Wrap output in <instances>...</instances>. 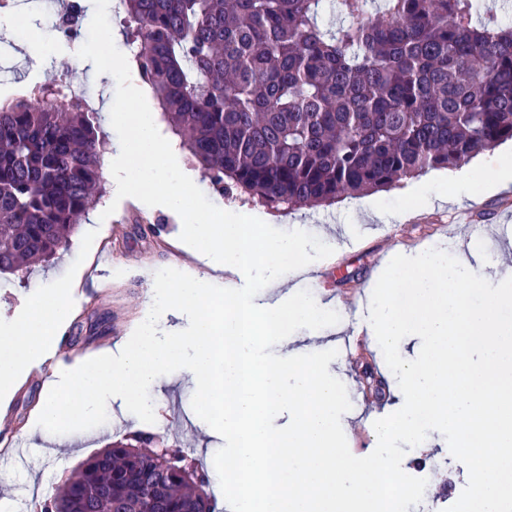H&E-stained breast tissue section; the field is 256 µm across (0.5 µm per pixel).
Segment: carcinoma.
<instances>
[{"label": "carcinoma", "mask_w": 512, "mask_h": 512, "mask_svg": "<svg viewBox=\"0 0 512 512\" xmlns=\"http://www.w3.org/2000/svg\"><path fill=\"white\" fill-rule=\"evenodd\" d=\"M135 62L213 187L272 209L331 205L459 167L512 140V26L476 0H121ZM83 0L59 34L80 35ZM53 89L0 102V273L69 247L102 203L98 113ZM137 432L40 512H222L207 469Z\"/></svg>", "instance_id": "cac0c4a2"}]
</instances>
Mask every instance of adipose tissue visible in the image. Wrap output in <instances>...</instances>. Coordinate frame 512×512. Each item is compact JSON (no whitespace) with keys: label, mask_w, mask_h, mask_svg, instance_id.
I'll list each match as a JSON object with an SVG mask.
<instances>
[{"label":"adipose tissue","mask_w":512,"mask_h":512,"mask_svg":"<svg viewBox=\"0 0 512 512\" xmlns=\"http://www.w3.org/2000/svg\"><path fill=\"white\" fill-rule=\"evenodd\" d=\"M453 183L471 188L512 186V151L495 152L491 162L458 173ZM81 277L51 281L48 288L33 295L14 315H0V395L8 396L19 377L39 368L47 359L60 329L73 315V283Z\"/></svg>","instance_id":"1"}]
</instances>
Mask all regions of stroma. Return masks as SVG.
<instances>
[{"label":"stroma","mask_w":512,"mask_h":512,"mask_svg":"<svg viewBox=\"0 0 512 512\" xmlns=\"http://www.w3.org/2000/svg\"><path fill=\"white\" fill-rule=\"evenodd\" d=\"M13 3L26 21L8 28L0 41L7 53L6 68L0 71V97L24 95L37 85H53L57 97L84 99L99 112L103 133L116 139L106 109L113 97L110 76L96 73L91 65L74 72L67 59L69 43L51 31L46 34L48 57L33 59L25 55L21 44L32 28L42 27L47 5L45 0ZM375 197L385 211L392 213L389 222L366 216L358 196L331 206L270 214L271 226L307 231L334 249L335 267L322 264L306 277H285L283 287L317 291L340 311L339 323L303 330L302 342L319 350H337L345 366L342 381L351 402L346 418L351 425L350 446L356 456L362 449L375 448L373 424L389 415L399 386L376 337H368L363 354L343 350V338L357 327L360 314L359 309L349 306V298L358 293L363 300H370L377 271L390 252L399 247H447L462 239L487 270L512 265V189L482 191L456 205L423 206L410 213L405 210L401 189L379 191ZM104 201L116 203L117 208L105 219L96 210L88 214V223L102 226L94 240L74 234L69 250L32 267L28 277L0 275V309L13 311L24 306L30 293L45 287L49 278L66 277L79 268L85 271L73 294L74 315L57 344L66 355L65 361L50 362L33 371L8 402L6 419L0 420V438H11L27 451L22 463L14 456L0 454V512H14L20 498L25 501V512H35V501L61 485L92 454L139 428L183 440L189 456L205 467L213 465L215 453L224 444L223 438L207 435L205 422L195 414L194 390L182 369L177 370L176 381L165 388L155 423L136 426L130 416L122 414L121 400L116 397L107 407V422L101 426L61 436L29 434L44 381L66 370L68 361H86L136 327L147 310L146 289L151 274L171 267L173 257L179 253L178 215L128 201L118 203L110 193ZM398 210L403 213L399 219L394 216ZM105 252L111 255V263L104 265L100 274H92L94 260Z\"/></svg>","instance_id":"obj_1"}]
</instances>
